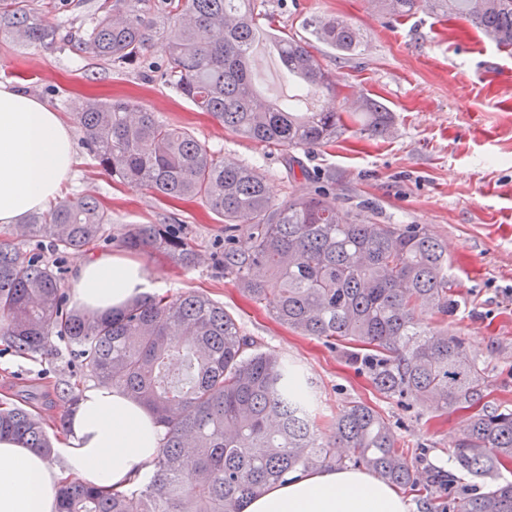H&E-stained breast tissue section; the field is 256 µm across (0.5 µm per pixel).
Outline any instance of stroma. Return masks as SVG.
<instances>
[{"mask_svg":"<svg viewBox=\"0 0 512 512\" xmlns=\"http://www.w3.org/2000/svg\"><path fill=\"white\" fill-rule=\"evenodd\" d=\"M276 29L299 38L305 20L340 17L358 29L363 47L347 57L320 49L323 66L336 73L338 98L352 91L382 102L392 114L389 133L346 132L310 152L265 147L224 130L171 86L146 78L165 59L154 40L144 59L117 69L65 45L22 48L0 39V83L28 92L59 112L76 139V164L62 193L91 194L112 214L96 251H121L134 224H181L198 254L189 267L161 254H136L159 293H198L224 306L242 331L269 351L297 364L311 383L322 419L347 402L371 407L408 449L420 485L404 490L408 512H429L445 498L433 475L454 472L453 451L469 410L444 412L378 392L367 371L352 363L343 343L302 336L267 309L242 296L216 262L214 245L224 224L201 200L169 201L113 179L80 146L75 118L82 97L135 99L190 129L217 156L259 165L277 199L288 198L289 168L309 172L328 187L345 211L366 209L380 224H422L448 244L450 278L459 307L449 331L465 341L485 370L486 400L512 409V51L498 48L462 20L425 12L389 18L371 0H265ZM256 90L286 100L293 92L276 51H253ZM70 350L23 358L0 349V403L31 407L56 430L72 396L91 385Z\"/></svg>","mask_w":512,"mask_h":512,"instance_id":"35a3bbf8","label":"stroma"}]
</instances>
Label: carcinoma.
I'll use <instances>...</instances> for the list:
<instances>
[{
  "instance_id": "obj_1",
  "label": "carcinoma",
  "mask_w": 512,
  "mask_h": 512,
  "mask_svg": "<svg viewBox=\"0 0 512 512\" xmlns=\"http://www.w3.org/2000/svg\"><path fill=\"white\" fill-rule=\"evenodd\" d=\"M391 18L427 8L468 22L512 48V0H372ZM259 0H98L86 28L66 33L40 0H0V39L20 47L62 41L122 67L159 37L166 59L154 78L176 89L224 129L264 146L310 151L359 123L375 137L391 129L383 103L362 95L336 102V78L313 42L356 55L358 33L339 18L312 19L311 39L263 23ZM273 46L294 82L288 100L259 96L251 60L258 42ZM76 118L82 144L120 181L166 199L198 198L224 220L218 263L239 291L304 336L351 345L388 397L409 395L454 411L477 408L457 441L456 469L485 479L512 460V409L483 404V369L464 340L448 332L457 308L448 247L420 224H377L341 211L308 175L289 170L294 191L274 198L255 167L221 159L182 127L132 100L84 99ZM110 213L90 194L64 197L14 226L12 236L50 243L64 256L95 244ZM122 244L149 248L173 264L195 263L178 224H135ZM67 343L84 372L146 406L165 430L152 475L125 492L66 482L58 512H240L243 502L298 471L364 465L398 488L415 471L392 427L350 401L321 435L309 381L288 361L244 334L224 307L200 295L152 294L112 312L69 307L58 262L0 242V344L20 356ZM184 360L182 385L170 362ZM23 440L53 457L42 422L21 407L0 409V437ZM442 512H512V481L448 499Z\"/></svg>"
}]
</instances>
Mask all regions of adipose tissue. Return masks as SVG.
Instances as JSON below:
<instances>
[{"label": "adipose tissue", "instance_id": "adipose-tissue-1", "mask_svg": "<svg viewBox=\"0 0 512 512\" xmlns=\"http://www.w3.org/2000/svg\"><path fill=\"white\" fill-rule=\"evenodd\" d=\"M74 155L67 125L37 97L0 84V227L18 224L60 190ZM141 263L120 253L84 258L70 280L74 304L117 310L147 292ZM153 415L122 391L94 385L71 406L52 465L23 441L0 439V512H56L54 490L74 478L124 491L147 478L162 443ZM241 512H407L396 488L360 469L328 468L289 476Z\"/></svg>", "mask_w": 512, "mask_h": 512}]
</instances>
